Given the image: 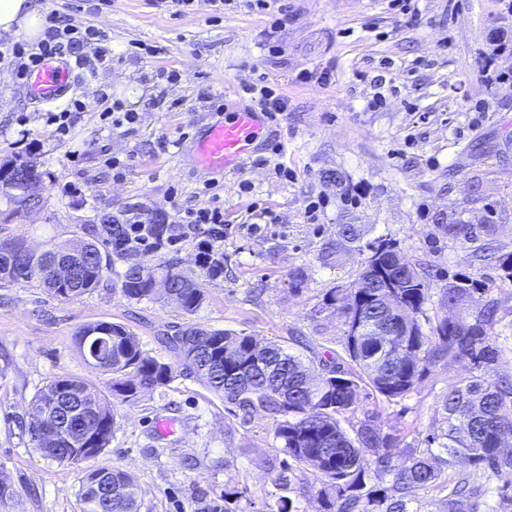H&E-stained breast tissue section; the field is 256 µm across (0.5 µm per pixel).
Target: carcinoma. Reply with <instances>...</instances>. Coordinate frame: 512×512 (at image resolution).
Listing matches in <instances>:
<instances>
[{
	"label": "carcinoma",
	"mask_w": 512,
	"mask_h": 512,
	"mask_svg": "<svg viewBox=\"0 0 512 512\" xmlns=\"http://www.w3.org/2000/svg\"><path fill=\"white\" fill-rule=\"evenodd\" d=\"M27 165V183L15 182L10 165ZM44 172L32 155L16 156L0 164V199L14 216L23 211L28 194L42 191ZM169 224L146 225L152 239L150 251L171 242ZM126 225L108 216L89 237L72 245L47 244L39 256L27 254L22 236L0 240V286L36 282L52 296L69 300L93 291L104 273L122 262L120 289L128 299L150 300L157 279L165 280L167 297L180 310L194 314L205 294L201 284L185 276L173 258L147 265L136 244H121ZM58 257L74 264L71 278L62 281L52 267ZM201 277L224 274V253L212 247L199 253ZM396 253L368 254L357 278L343 298L331 293L327 305L340 322L345 356H328L314 364L267 342L252 354L253 336L234 330L191 324L171 337L177 365L192 371L203 383L241 411L274 416V438L288 456V470H310L315 482L301 483L295 497H277L269 512H299L298 498L315 495L322 512H409L419 491L440 487L443 469L465 458L471 475L448 486V512H477L486 484L496 482L498 508L512 509V451L502 439L512 435V374L503 369L502 350L491 339L499 322V305L482 302L486 284L457 276L442 289V300L467 317L427 315L431 285ZM399 279L405 287H383L385 279ZM399 292L401 315L385 347L371 336H357L358 325L386 320L385 298ZM107 327L109 336L96 354V365L111 380V395L125 402L142 389L167 385L174 365L159 361L142 349L139 339L124 326L97 322L81 327L75 344L83 349L87 333ZM466 360V372L448 384L440 400L447 428L429 434L427 448L408 452L395 463L397 442L384 431L379 414L360 411V395L371 391L389 402L407 398L439 366ZM27 429L36 450L61 464L87 461L83 449L98 439L95 455L112 440L114 413L111 402L92 385L76 378H58L32 400ZM363 413L354 435L341 425L346 414ZM57 417L61 432L42 433V417ZM391 487H386V484ZM82 512H139L136 479L119 468L99 467L82 478Z\"/></svg>",
	"instance_id": "obj_1"
}]
</instances>
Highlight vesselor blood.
I'll use <instances>...</instances> for the list:
<instances>
[{
	"instance_id": "b4317fda",
	"label": "vessel or blood",
	"mask_w": 512,
	"mask_h": 512,
	"mask_svg": "<svg viewBox=\"0 0 512 512\" xmlns=\"http://www.w3.org/2000/svg\"><path fill=\"white\" fill-rule=\"evenodd\" d=\"M73 71L70 63L53 58L45 60L28 77L32 95L44 101L59 100ZM266 123L264 113L250 108L216 119L195 143L196 165L210 174L240 169L253 157Z\"/></svg>"
}]
</instances>
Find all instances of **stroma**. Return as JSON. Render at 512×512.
I'll use <instances>...</instances> for the list:
<instances>
[{"mask_svg": "<svg viewBox=\"0 0 512 512\" xmlns=\"http://www.w3.org/2000/svg\"><path fill=\"white\" fill-rule=\"evenodd\" d=\"M39 2L104 31L114 55L94 72L77 71L66 88L65 98L84 109L65 136L46 124L48 104L0 70V162L29 153L44 173L43 207L0 223L1 239L74 242L79 225L133 205L169 222L177 209L206 207L201 188L212 178L193 162L194 137L217 110L251 105L241 86L261 74L279 85L288 110L268 124L256 161L217 179L224 275L205 282L195 314L162 296L124 297L121 263L69 301L33 284L0 287V483L8 488L0 512H81L83 468L47 459L23 430L32 397L53 379L105 389L106 375L74 344L81 327L120 324L169 363L175 356L164 337L192 323L274 341L315 361L342 350L328 293L349 287L359 246L379 239L396 240L432 284L429 315H447L440 290L453 276L490 282L487 297L503 314L492 339L512 364V282L497 261L512 252V79L489 83L480 68L490 54L512 76V13L502 0H413L406 14L391 0H285L275 54L266 48V17L240 0H226L220 15L196 0L183 16L152 0H112L96 10L86 0ZM145 45L155 55L143 54ZM325 69L326 83L302 78ZM170 71L178 80H163ZM103 91L137 112V122L102 128ZM275 143L290 179L266 162ZM108 154L123 162L121 177L105 164ZM318 200L321 211L309 219L306 207ZM342 224L359 229V242L338 236ZM452 224L464 225V235L450 236ZM466 369L438 367L405 400L368 398L363 406L380 413L400 447L417 446L419 435L440 432L439 401ZM112 405V441L85 468L132 474L141 512H211L226 503L233 512H263L280 494L275 477L289 475L295 486L314 479L284 466L271 416L244 415L190 371ZM161 418L173 420L175 435L158 437ZM230 488L240 496L228 502Z\"/></svg>", "mask_w": 512, "mask_h": 512, "instance_id": "obj_1", "label": "stroma"}]
</instances>
